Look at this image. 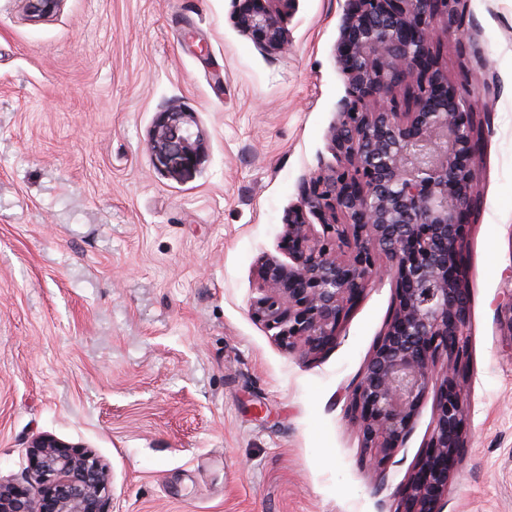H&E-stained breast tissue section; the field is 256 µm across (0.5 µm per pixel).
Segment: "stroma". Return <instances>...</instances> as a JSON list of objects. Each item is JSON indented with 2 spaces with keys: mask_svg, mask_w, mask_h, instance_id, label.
Listing matches in <instances>:
<instances>
[{
  "mask_svg": "<svg viewBox=\"0 0 512 512\" xmlns=\"http://www.w3.org/2000/svg\"><path fill=\"white\" fill-rule=\"evenodd\" d=\"M434 39L470 90L481 204L463 267L472 340L466 446L444 512H512V0H465ZM343 0H298L288 48L257 45L233 0H0V480L31 441L92 449L110 512H394L427 453L425 400L376 486L344 418L395 306L392 275L334 347L288 352L249 313L260 258L300 184L336 159ZM177 107L201 160L160 166Z\"/></svg>",
  "mask_w": 512,
  "mask_h": 512,
  "instance_id": "stroma-1",
  "label": "stroma"
}]
</instances>
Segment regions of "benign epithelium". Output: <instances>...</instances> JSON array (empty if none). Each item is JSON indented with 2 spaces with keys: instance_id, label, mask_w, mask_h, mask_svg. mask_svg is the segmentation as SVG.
<instances>
[{
  "instance_id": "1",
  "label": "benign epithelium",
  "mask_w": 512,
  "mask_h": 512,
  "mask_svg": "<svg viewBox=\"0 0 512 512\" xmlns=\"http://www.w3.org/2000/svg\"><path fill=\"white\" fill-rule=\"evenodd\" d=\"M39 16L62 0H28ZM236 25L265 48L288 44L284 18L296 0H235ZM461 0H345L337 62L349 99L331 135L336 166L303 182L285 219L290 262L262 258L251 316L290 352L314 358L336 345L350 305L379 274L394 273L393 314L348 394L375 482L402 447L420 404L433 397L429 452L401 489L397 512H443L465 446L470 341L463 251L480 190L471 93L448 84L433 40L435 20L456 22ZM200 134L187 112L159 113L157 161L189 169ZM318 223H313V220ZM512 341V292L498 311ZM26 478L0 481V512H109V472L89 449L52 435L27 449Z\"/></svg>"
}]
</instances>
